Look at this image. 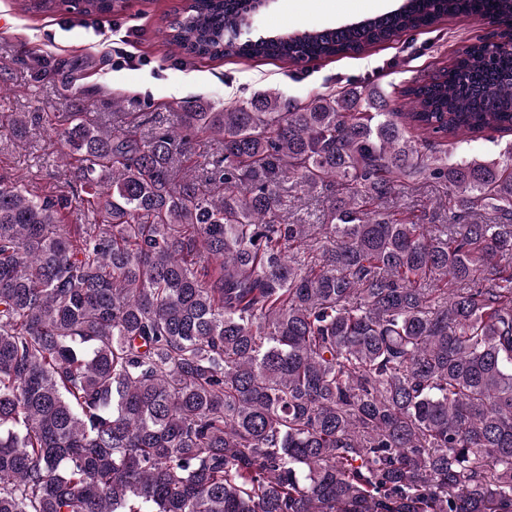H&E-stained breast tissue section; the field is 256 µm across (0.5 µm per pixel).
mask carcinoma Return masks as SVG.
Instances as JSON below:
<instances>
[{
	"instance_id": "cac0c4a2",
	"label": "carcinoma",
	"mask_w": 512,
	"mask_h": 512,
	"mask_svg": "<svg viewBox=\"0 0 512 512\" xmlns=\"http://www.w3.org/2000/svg\"><path fill=\"white\" fill-rule=\"evenodd\" d=\"M246 10L189 0L165 40L298 66L448 16L512 37V0L225 39ZM402 95L187 100L147 139L74 112L55 132L100 216L76 237L0 177V512H512V164L436 148L512 132V53L465 45ZM403 176L451 223L385 208ZM299 189L327 223L288 222Z\"/></svg>"
}]
</instances>
